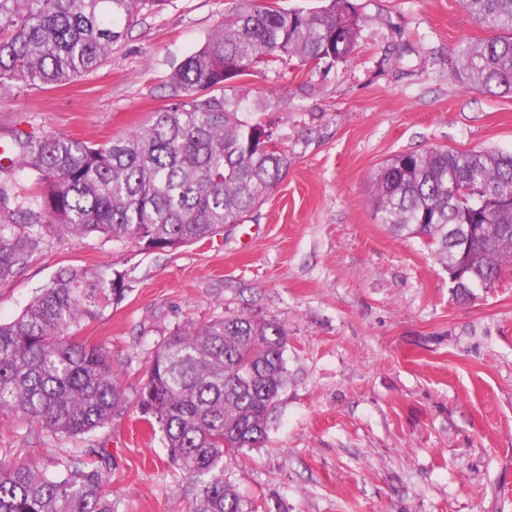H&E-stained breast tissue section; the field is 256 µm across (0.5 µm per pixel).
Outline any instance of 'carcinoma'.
Wrapping results in <instances>:
<instances>
[{"mask_svg": "<svg viewBox=\"0 0 512 512\" xmlns=\"http://www.w3.org/2000/svg\"><path fill=\"white\" fill-rule=\"evenodd\" d=\"M166 0H0V96L65 86L94 71L123 39L119 20ZM496 33L460 47L465 87L512 94V0H461ZM360 19L351 0L308 10L239 0L224 25L169 76V98L150 123L103 142L0 132L9 164L42 186L11 202L0 181V281L23 269L47 233H94L141 251H172L213 238L259 206L290 159L266 124L214 90L287 55L309 70L351 59ZM374 217L419 240L448 272L468 268L457 291H487L512 268V154L410 151L374 182ZM483 225L461 252L448 235ZM124 275L63 268L13 320L0 323V412L53 433L80 435L131 408L159 430L168 459L203 482L193 512H255L224 479V459L263 447L288 370L287 331L271 320L230 316L172 329L133 395L101 349L74 336L124 298ZM0 512H118L103 450L88 448L48 474L0 459Z\"/></svg>", "mask_w": 512, "mask_h": 512, "instance_id": "1", "label": "carcinoma"}]
</instances>
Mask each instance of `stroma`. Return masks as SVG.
I'll return each instance as SVG.
<instances>
[{
    "instance_id": "obj_1",
    "label": "stroma",
    "mask_w": 512,
    "mask_h": 512,
    "mask_svg": "<svg viewBox=\"0 0 512 512\" xmlns=\"http://www.w3.org/2000/svg\"><path fill=\"white\" fill-rule=\"evenodd\" d=\"M351 61L310 72L260 63L229 97L259 113L291 164L240 223L173 252L57 231L0 281V320L65 267L124 274V300L82 324L123 386L143 378L174 326L246 315L285 326L288 381L265 447L225 475L257 512H512V276L463 300L418 241L376 222L374 178L432 147L512 153V94L465 88L458 49L490 33L460 0H352ZM236 0H166L121 20L96 71L63 88L18 89L0 125L101 142L168 102L167 78ZM106 449L118 512H191L199 483L166 463L160 436L127 412L81 435L0 414V457L46 471Z\"/></svg>"
}]
</instances>
